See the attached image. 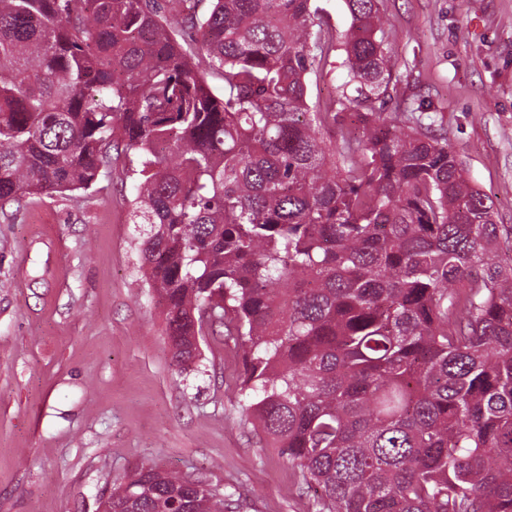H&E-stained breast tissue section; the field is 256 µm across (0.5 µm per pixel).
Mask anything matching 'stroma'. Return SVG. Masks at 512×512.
<instances>
[{"instance_id": "1", "label": "stroma", "mask_w": 512, "mask_h": 512, "mask_svg": "<svg viewBox=\"0 0 512 512\" xmlns=\"http://www.w3.org/2000/svg\"><path fill=\"white\" fill-rule=\"evenodd\" d=\"M383 9L392 95L423 104L512 225V0ZM125 172L120 158L88 191L0 209V512H96L141 463L240 493L235 512H313L298 468L246 419L223 337L173 366Z\"/></svg>"}]
</instances>
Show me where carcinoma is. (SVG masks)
Wrapping results in <instances>:
<instances>
[{"label":"carcinoma","instance_id":"obj_1","mask_svg":"<svg viewBox=\"0 0 512 512\" xmlns=\"http://www.w3.org/2000/svg\"><path fill=\"white\" fill-rule=\"evenodd\" d=\"M345 3L339 34L318 0H0V202L124 155L175 365L223 328L316 512H512V226L388 108L379 0ZM338 50L341 95H312ZM234 502L155 464L112 490V512Z\"/></svg>","mask_w":512,"mask_h":512}]
</instances>
